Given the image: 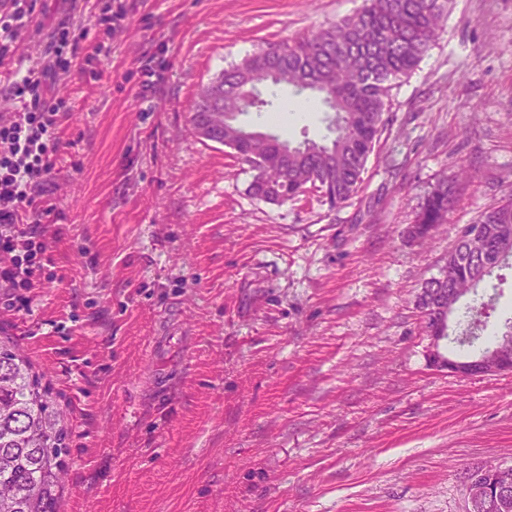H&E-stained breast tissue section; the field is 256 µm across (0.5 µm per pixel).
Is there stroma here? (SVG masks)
I'll use <instances>...</instances> for the list:
<instances>
[{
    "label": "stroma",
    "instance_id": "obj_1",
    "mask_svg": "<svg viewBox=\"0 0 512 512\" xmlns=\"http://www.w3.org/2000/svg\"><path fill=\"white\" fill-rule=\"evenodd\" d=\"M119 12L99 78L55 91L70 146L42 191L53 283L0 306L70 434L60 512H466L467 474L512 464V373L429 367L422 282L460 227L512 195V0H453L392 91V131L337 210L253 198L198 138L199 89L363 0H88ZM152 85L142 91L140 70ZM241 125L332 138L310 93L259 88ZM432 238L407 229L458 166Z\"/></svg>",
    "mask_w": 512,
    "mask_h": 512
}]
</instances>
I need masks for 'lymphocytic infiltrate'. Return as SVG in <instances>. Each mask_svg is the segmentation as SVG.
Wrapping results in <instances>:
<instances>
[{"instance_id": "f902f5d3", "label": "lymphocytic infiltrate", "mask_w": 512, "mask_h": 512, "mask_svg": "<svg viewBox=\"0 0 512 512\" xmlns=\"http://www.w3.org/2000/svg\"><path fill=\"white\" fill-rule=\"evenodd\" d=\"M43 0H0V93L12 109L0 113V305L28 310L26 292L41 277L49 241L42 221L54 209L44 206L43 186L63 151L62 122L70 102L54 92V84L74 70L99 77L98 67L111 49L99 44L82 54L89 28L74 18L57 23L41 41L33 21ZM28 34L36 49L29 65L17 66L16 45Z\"/></svg>"}]
</instances>
